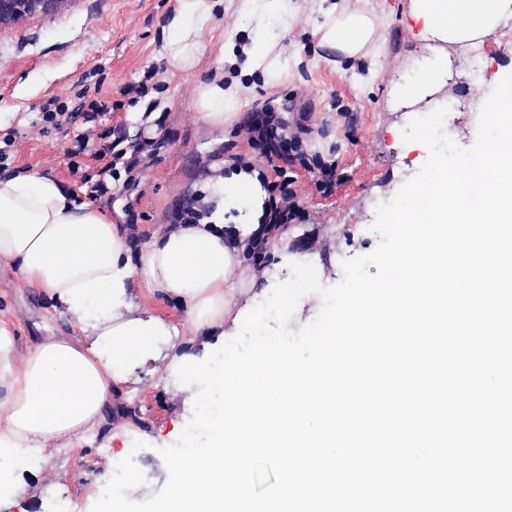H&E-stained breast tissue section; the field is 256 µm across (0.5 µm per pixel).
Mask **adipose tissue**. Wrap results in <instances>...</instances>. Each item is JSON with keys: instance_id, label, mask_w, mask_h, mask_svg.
I'll use <instances>...</instances> for the list:
<instances>
[{"instance_id": "obj_1", "label": "adipose tissue", "mask_w": 512, "mask_h": 512, "mask_svg": "<svg viewBox=\"0 0 512 512\" xmlns=\"http://www.w3.org/2000/svg\"><path fill=\"white\" fill-rule=\"evenodd\" d=\"M224 0H175L163 27L162 58L182 73L195 69L209 49ZM251 34L223 44L220 65L201 81L196 115L209 129L223 128L242 106L241 86L225 82L232 66L279 79L288 59L279 49L283 18L321 15L314 34L323 60L378 62L383 24L359 0H238ZM418 50L404 63L411 76L396 84L393 102L409 108L452 86L459 72L453 55L499 41L512 19V0H409ZM205 215L192 224H163L133 242L127 225L38 171L0 177V268L16 283L46 294L67 333L41 337L18 350L8 322L0 320V494H13L24 473L42 471L54 452H79L83 433L96 429L118 388L154 364L169 379L177 359L194 353L197 340L224 331L225 291L240 275L232 262L224 211L245 212L240 226L259 225L261 185L254 170L225 176L214 165L202 189ZM150 299L172 300L186 313L182 326L148 313L134 289ZM187 333L178 341V333Z\"/></svg>"}]
</instances>
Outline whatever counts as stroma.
Segmentation results:
<instances>
[{
    "mask_svg": "<svg viewBox=\"0 0 512 512\" xmlns=\"http://www.w3.org/2000/svg\"><path fill=\"white\" fill-rule=\"evenodd\" d=\"M408 0H363L364 8L386 19L383 69L365 81V63L319 62L320 49L312 24L282 27L281 45L295 60L289 72L270 82L259 74H242L243 114L267 104L281 106L290 130L306 128L309 154L333 156L335 171L330 184L317 173L291 164L287 171L297 191L296 228L287 261L275 262L287 276L292 262L312 263L322 284L341 281L344 259L365 255L379 237L370 232L379 202L391 199L430 156L420 143H403L401 132L410 113L392 106L394 81L402 70L408 47L403 20ZM173 0H69L51 16L36 15L0 29V119L14 132L13 166L19 172L37 170L53 175L68 189L79 185L69 171L66 156L77 127L62 130L35 128L38 110L49 98L73 104L82 87L101 86L113 109L101 117L99 129H119L127 145L144 138L136 107L120 93L138 81L148 67H156L161 90L158 123L169 138L167 147L140 175L133 192H118L101 199L99 207L110 214L134 208V232L168 224L180 198L195 195L209 168L217 162L251 163L267 180H275L273 163L252 143L237 120L223 129L209 130L195 119L193 91L217 65L218 42L189 74L170 69L161 57V30ZM464 111L448 114V131L463 146L475 139L478 113L467 111L473 98L465 83L453 87ZM0 319L10 321L18 346L35 338L66 330L67 323L54 313L43 295L19 288L9 271H0ZM138 384L120 388L106 417L83 440L84 461L68 451L57 452L53 472L27 476L17 493L0 499V512H58L67 501L68 512H105L104 504L119 486V479L100 481V465L136 448L128 460L132 469L149 471L154 478L149 491L163 486L166 471L159 447L172 444L192 415V406L173 396L159 375L140 371ZM138 407L142 427L125 434L116 427L124 408Z\"/></svg>",
    "mask_w": 512,
    "mask_h": 512,
    "instance_id": "stroma-1",
    "label": "stroma"
}]
</instances>
